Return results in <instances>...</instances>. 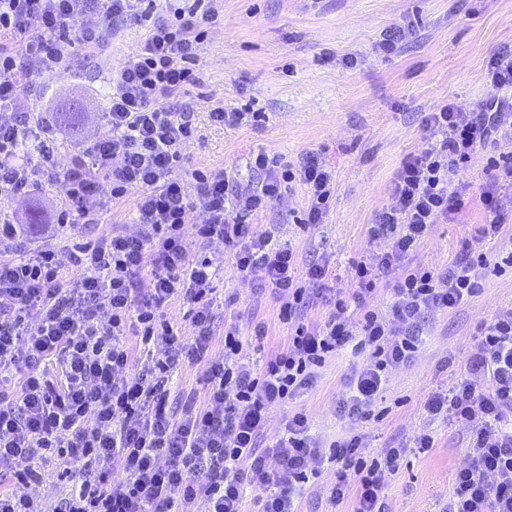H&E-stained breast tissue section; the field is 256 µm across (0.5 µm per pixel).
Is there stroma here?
I'll use <instances>...</instances> for the list:
<instances>
[{
    "label": "stroma",
    "instance_id": "stroma-1",
    "mask_svg": "<svg viewBox=\"0 0 512 512\" xmlns=\"http://www.w3.org/2000/svg\"><path fill=\"white\" fill-rule=\"evenodd\" d=\"M219 15L208 25L199 47V81L185 93L201 118L185 148L192 168H221L239 185L258 182L247 166L262 152L283 164L303 155L317 156L331 168L336 195L323 223L302 229L294 218L306 206V191L292 184L283 196L249 216L256 227L276 225L275 242L292 245L298 272L314 263L328 265L329 283L351 292L352 266L383 249L385 239L371 235L379 209L391 202L389 191L404 160L427 145L426 113L442 102L467 112L492 92L491 59L512 50V0H219ZM414 21L398 51L380 54L376 46L386 30ZM148 35L147 25L119 27L112 43L79 51L54 73L45 75L30 101L31 111L54 119L78 105L79 128L63 127L56 162L65 168L89 139L106 133L100 114L112 91V75ZM250 105L266 115L261 125L216 127L202 115L214 105ZM512 154V136L497 135L491 147L477 151L461 168L456 183L468 206L448 224L435 225L410 255L413 263L443 269L471 245L494 255L512 250V191L503 190L501 238L482 239L479 194L489 157ZM135 194L114 202L103 223L58 225L56 207L64 200L60 181L44 183L28 198L0 203V214L26 222L31 208L43 215L42 233L27 247H57L95 242L119 228L134 234ZM219 321L214 324L210 358L224 353V324H236L245 340L244 356L261 366L287 342L292 323L279 317L280 300L263 295L225 261L215 279ZM512 304V273L488 274L477 294L445 313L424 318L425 337L411 363L392 370L378 398L383 419L368 422L340 418L336 405L354 367L365 355L343 350L322 368L313 387L274 410L259 438L267 448L281 433L288 414L309 413L314 436L324 442L352 432L363 436V450L374 456L409 442L431 429L436 445L427 454L410 453L398 472L386 479L388 512H439L455 470L465 462L466 426L428 417V396L452 386L485 327ZM266 334L255 341L256 324Z\"/></svg>",
    "mask_w": 512,
    "mask_h": 512
}]
</instances>
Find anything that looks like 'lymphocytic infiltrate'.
<instances>
[{
  "label": "lymphocytic infiltrate",
  "instance_id": "1",
  "mask_svg": "<svg viewBox=\"0 0 512 512\" xmlns=\"http://www.w3.org/2000/svg\"><path fill=\"white\" fill-rule=\"evenodd\" d=\"M214 0H183L168 16L150 19L146 0H0V202L31 195L60 177L65 202L61 224H96L114 201L136 193L135 234L115 231L96 242L59 251L29 250L19 222L0 221V512H243L246 486L261 487L260 512H299L310 480L337 463L327 498L354 499V512H386L384 478L408 450L434 447L430 431L410 448L362 452L361 434L323 444L309 418L294 413L265 450L257 439L272 409L311 388L319 368L351 347L366 362L348 380L340 416L371 419L392 369L407 364L423 336L429 311L445 312L474 295L487 272L512 269V251L496 256L464 246L441 270L410 266L407 259L434 225L453 221L465 206L455 185L459 169L500 126L497 94L512 89V54L489 68L492 97L461 112L448 102L427 113L433 140L402 164L373 229L386 248L354 264L356 289L337 293L323 324H298L286 345L262 367L243 361L236 327L224 332V354L209 358L216 310L213 282L225 257L242 276L271 290L291 319L310 298H327L325 267L309 268L316 289L295 277L292 248L272 246V231H251L247 216L263 211L291 183L302 184L308 204L302 222L322 223L335 192L329 167L309 156L283 168L260 153L251 167L262 179L231 186L220 169H193L174 177L183 149L197 131L192 103L169 104L196 84L198 48L215 18ZM91 16L81 24L82 16ZM150 21L139 50L112 77L102 118L108 134L88 141L64 170L54 165L59 132L23 102L27 85L62 66L77 48L101 46L114 21ZM512 189V158L492 160L480 194L482 238L498 239L502 190ZM205 213L197 240L223 252H192L185 232L194 206ZM398 278L387 309L365 298L390 273ZM189 307L191 340L164 317L172 299ZM164 341V352L155 344ZM136 375H126L132 360ZM207 361L201 390L167 408L170 383L183 363ZM467 376L433 392L432 418L471 430L468 462L457 469L445 512H512V308L486 328ZM71 485L59 506L29 495L46 483V465ZM120 476H113V468Z\"/></svg>",
  "mask_w": 512,
  "mask_h": 512
}]
</instances>
